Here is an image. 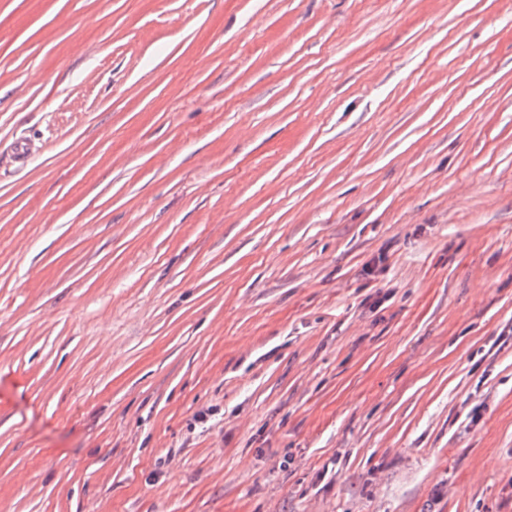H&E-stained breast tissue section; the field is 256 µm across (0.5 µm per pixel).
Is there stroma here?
<instances>
[{
    "instance_id": "obj_1",
    "label": "stroma",
    "mask_w": 512,
    "mask_h": 512,
    "mask_svg": "<svg viewBox=\"0 0 512 512\" xmlns=\"http://www.w3.org/2000/svg\"><path fill=\"white\" fill-rule=\"evenodd\" d=\"M510 325L512 0H0V512H512Z\"/></svg>"
}]
</instances>
